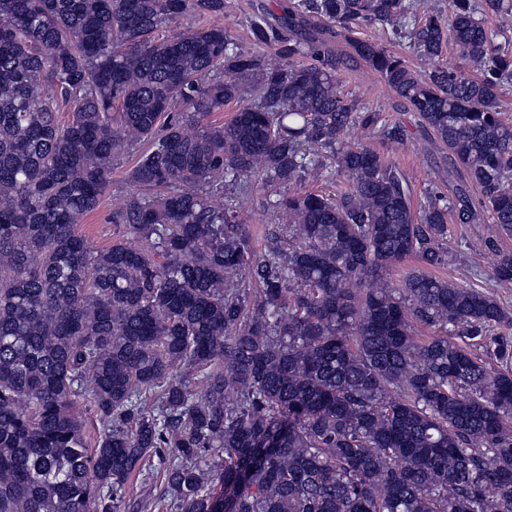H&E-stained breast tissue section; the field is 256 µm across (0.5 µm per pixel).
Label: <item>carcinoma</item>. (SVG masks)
<instances>
[{"mask_svg": "<svg viewBox=\"0 0 512 512\" xmlns=\"http://www.w3.org/2000/svg\"><path fill=\"white\" fill-rule=\"evenodd\" d=\"M189 13L224 0H0V512H126L136 481L163 492L134 512H512V373L456 342L508 365L512 312L426 271L448 263L450 210L490 214V249L512 236V0H289L251 23L271 55L218 24L161 34ZM364 23L475 68L350 40L448 147L450 198L413 204L342 141L404 137L337 90L335 38ZM130 151L112 223L137 243L96 250L77 225ZM328 157L343 189L304 188ZM226 187L290 228L256 249ZM409 257L423 268L391 282ZM492 280L512 289L511 252Z\"/></svg>", "mask_w": 512, "mask_h": 512, "instance_id": "obj_1", "label": "carcinoma"}]
</instances>
